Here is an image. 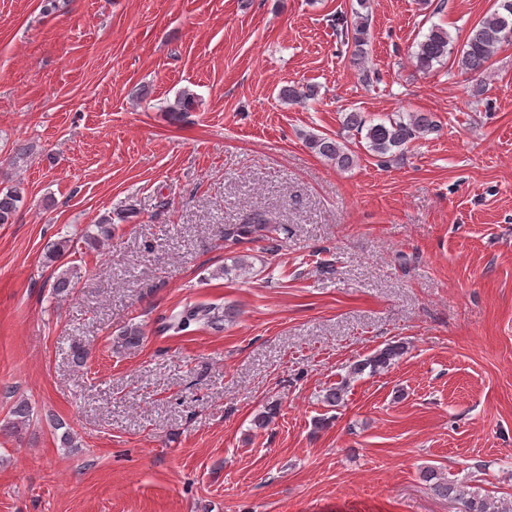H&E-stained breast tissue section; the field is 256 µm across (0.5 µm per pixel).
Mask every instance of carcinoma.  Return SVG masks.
<instances>
[{
  "label": "carcinoma",
  "instance_id": "1",
  "mask_svg": "<svg viewBox=\"0 0 512 512\" xmlns=\"http://www.w3.org/2000/svg\"><path fill=\"white\" fill-rule=\"evenodd\" d=\"M369 0H357V7L352 9L353 19H337L340 34L344 37L350 63L362 73H367L365 67L368 51ZM512 42V0H495L494 9L472 26L460 49H455L448 30L434 24L424 39L417 43L413 53L416 70L428 73L445 59L452 60L459 73L480 77L490 68L493 58L505 44ZM316 88L312 86H285L280 91L281 98L290 104H302L315 98ZM344 125L348 129L366 130L365 139L368 148L376 156L383 158L394 149L403 150L411 141L437 131L438 124L434 117L423 112H410L407 115H396L377 123H367L366 117L360 112H349L345 116ZM310 149L325 159L332 161L340 168H347L353 163L352 155L345 147L329 137L311 135L306 138ZM23 202L22 188L16 184L5 190L0 189V224H10L19 211ZM273 228L263 213H254L242 224L224 225V243L232 248L246 240L261 241L269 238ZM112 237V220L105 219L97 225V233L85 234L84 243L90 248L100 246L105 239ZM71 249V240L63 237L47 244L46 259L56 262L63 258ZM77 285V273L71 269L62 271L53 283V290L58 295H69ZM217 307L194 304L186 305L176 314L170 316L168 329L175 332L187 330L191 324L213 327L221 322V316L216 313ZM144 340L140 327L130 325L113 340L116 351L138 348ZM404 354V346L389 345L376 354L359 360L350 368L353 377L365 371L380 372L391 365V361ZM30 409L25 401L14 404L9 411V417L0 425V432L6 435L19 433L29 421ZM423 478L433 481L436 495L451 501L460 502L464 512H512V507L483 496L478 491L470 489L465 481L449 480L437 475V471L425 470Z\"/></svg>",
  "mask_w": 512,
  "mask_h": 512
}]
</instances>
